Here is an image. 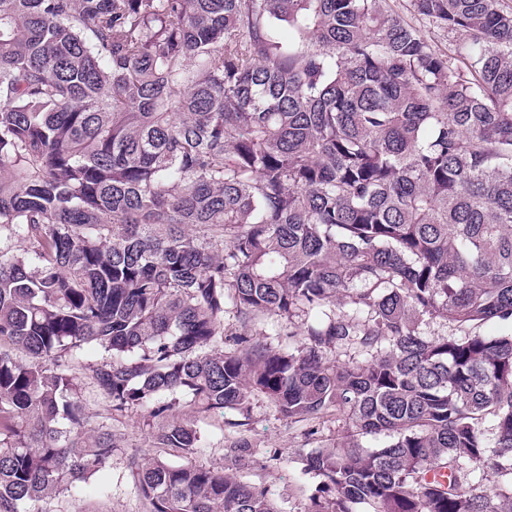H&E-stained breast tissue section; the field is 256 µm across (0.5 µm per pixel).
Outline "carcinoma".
<instances>
[{"label": "carcinoma", "mask_w": 512, "mask_h": 512, "mask_svg": "<svg viewBox=\"0 0 512 512\" xmlns=\"http://www.w3.org/2000/svg\"><path fill=\"white\" fill-rule=\"evenodd\" d=\"M409 12L448 52L389 0H0V512L111 470L129 412L184 458H132L146 512H274L192 461L255 392L352 424L308 512H512V333L421 331L512 322V4ZM389 3L395 11H398L404 15L407 20H412L414 24L423 32V34L431 38L435 44L439 46V48L443 50L448 49V37H446V35L444 36L442 31L434 28L430 24L423 21H417L415 18H413V15H411V13L406 9L409 3L408 1L395 0ZM298 317H293L292 322L295 324H289L286 320H280L276 316L269 315H259L255 318H252L248 322L243 323V321L234 317L232 314L230 316H226L224 320V328L225 332L230 333H247L253 341H260L263 343L272 344V346H277L278 344L287 345L290 343L292 345L299 344L301 341L300 336H288V331H297L298 326L301 325V319H313L314 315L309 314L304 316V313ZM278 319V320H277ZM274 334L280 333L281 336H262V334ZM423 332L430 339H437L443 336H465V333L476 332L486 336H497L502 333L512 332V325L497 320H492L478 326L458 328L452 324L442 321H433L423 326Z\"/></svg>", "instance_id": "obj_1"}]
</instances>
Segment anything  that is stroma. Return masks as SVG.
Wrapping results in <instances>:
<instances>
[{"instance_id": "stroma-1", "label": "stroma", "mask_w": 512, "mask_h": 512, "mask_svg": "<svg viewBox=\"0 0 512 512\" xmlns=\"http://www.w3.org/2000/svg\"><path fill=\"white\" fill-rule=\"evenodd\" d=\"M226 333H246L252 340L269 344H298L288 321L259 315L249 321L234 316L224 320ZM307 423L283 418L264 395H253L247 412L228 409L224 419L205 428V446L195 454L196 463L237 475L263 491L278 512H307L310 498L319 482L308 473L306 457L312 449L342 443L346 423L333 411L321 419L315 438H308ZM112 432L118 443L112 455V470L102 479L78 484L76 490L46 500L47 512H145L130 467L131 456H152L149 427L135 414L112 418ZM247 437L252 448L237 449L239 437Z\"/></svg>"}]
</instances>
